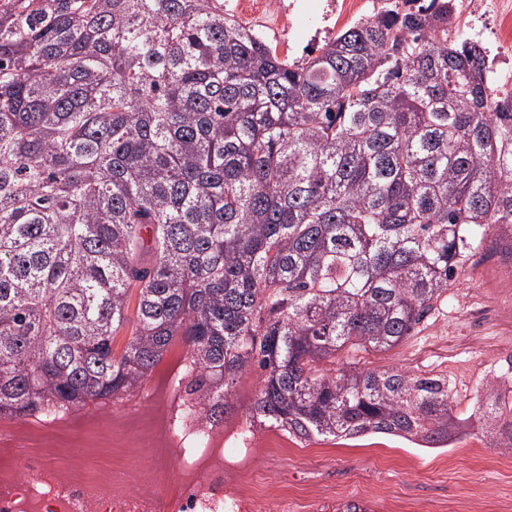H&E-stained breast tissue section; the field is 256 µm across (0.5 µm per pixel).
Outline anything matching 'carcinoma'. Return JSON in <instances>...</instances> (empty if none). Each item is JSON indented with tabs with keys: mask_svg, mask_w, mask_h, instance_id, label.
<instances>
[{
	"mask_svg": "<svg viewBox=\"0 0 512 512\" xmlns=\"http://www.w3.org/2000/svg\"><path fill=\"white\" fill-rule=\"evenodd\" d=\"M452 23L387 0L290 63L224 0L0 12V418L131 393L179 340L205 423L256 372L252 424L454 441L448 377L359 357L512 254V102ZM473 415L512 448V389Z\"/></svg>",
	"mask_w": 512,
	"mask_h": 512,
	"instance_id": "obj_1",
	"label": "carcinoma"
}]
</instances>
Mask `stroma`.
<instances>
[{
    "instance_id": "obj_1",
    "label": "stroma",
    "mask_w": 512,
    "mask_h": 512,
    "mask_svg": "<svg viewBox=\"0 0 512 512\" xmlns=\"http://www.w3.org/2000/svg\"><path fill=\"white\" fill-rule=\"evenodd\" d=\"M451 302L418 326L413 336L383 353L364 355L368 367L396 366L446 375L457 409L470 414L489 378L490 365L512 353V263L478 254L456 276ZM167 362H160L133 393L72 410L71 415L111 429L112 414L156 409L153 394ZM289 493L333 479L337 491L375 505L383 498L419 502L429 512H483L489 498L512 497V449L474 435L443 448H423L398 437L368 435L344 441H300L280 470Z\"/></svg>"
}]
</instances>
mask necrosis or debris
I'll return each instance as SVG.
<instances>
[{
    "label": "necrosis or debris",
    "mask_w": 512,
    "mask_h": 512,
    "mask_svg": "<svg viewBox=\"0 0 512 512\" xmlns=\"http://www.w3.org/2000/svg\"><path fill=\"white\" fill-rule=\"evenodd\" d=\"M454 33L483 50L492 100H512V0H450ZM243 27L280 57L290 50L297 0H224ZM177 361L161 379L163 411L122 412L112 431L79 422L45 429L0 421V512H297L270 480L268 464L288 458V437L253 424L202 426L178 382ZM107 437L112 452L92 455Z\"/></svg>",
    "instance_id": "obj_1"
}]
</instances>
